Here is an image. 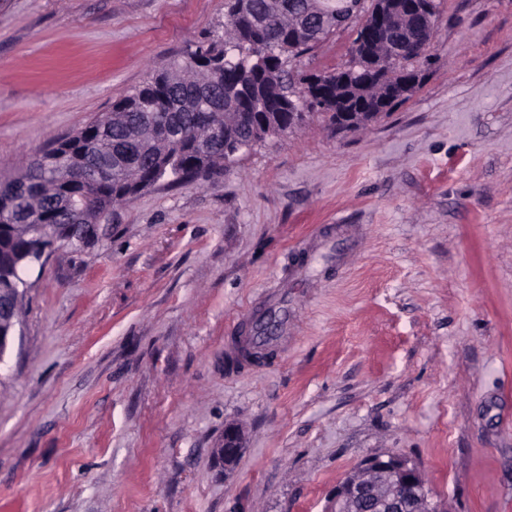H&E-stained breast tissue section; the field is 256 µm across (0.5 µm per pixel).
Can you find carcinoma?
Segmentation results:
<instances>
[{
  "label": "carcinoma",
  "mask_w": 512,
  "mask_h": 512,
  "mask_svg": "<svg viewBox=\"0 0 512 512\" xmlns=\"http://www.w3.org/2000/svg\"><path fill=\"white\" fill-rule=\"evenodd\" d=\"M303 0H226L224 35L199 44L181 60L156 70L112 110L85 124L79 137H67L31 158L17 175L0 181V290L17 287L18 276L39 263L52 240L66 235L67 221L34 225L43 202L69 199L65 186L74 176L85 199L86 219L79 233L149 180L186 181L237 161L209 146L204 127L216 124L229 139L269 138L266 119L291 124L296 85L288 64L336 32V14L347 0H326L317 19L302 14ZM410 48L404 64L373 77L358 89L339 92L346 109L358 99L370 104L420 58Z\"/></svg>",
  "instance_id": "carcinoma-1"
}]
</instances>
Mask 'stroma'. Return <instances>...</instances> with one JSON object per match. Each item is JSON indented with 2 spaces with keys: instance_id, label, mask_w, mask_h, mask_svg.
<instances>
[{
  "instance_id": "35a3bbf8",
  "label": "stroma",
  "mask_w": 512,
  "mask_h": 512,
  "mask_svg": "<svg viewBox=\"0 0 512 512\" xmlns=\"http://www.w3.org/2000/svg\"><path fill=\"white\" fill-rule=\"evenodd\" d=\"M436 3L420 83L378 121L315 117L159 184L28 274L0 369V512H323L385 451L448 512H512V0ZM225 11L0 0V179ZM354 37L292 72L343 67ZM271 310L282 345L228 368ZM245 448L243 430L236 424L224 427V438L215 448V454L224 461V467L232 470Z\"/></svg>"
}]
</instances>
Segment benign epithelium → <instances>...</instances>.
I'll list each match as a JSON object with an SVG mask.
<instances>
[{
	"label": "benign epithelium",
	"mask_w": 512,
	"mask_h": 512,
	"mask_svg": "<svg viewBox=\"0 0 512 512\" xmlns=\"http://www.w3.org/2000/svg\"><path fill=\"white\" fill-rule=\"evenodd\" d=\"M409 40L424 35L432 17V0H406ZM401 10L399 0H373V6L364 19V35L357 43L354 60L357 67L368 74L392 68L400 59L401 48L384 57L376 51V45L384 40L389 31L395 28L394 21ZM417 77L413 74L401 83L396 91L387 93L376 100L374 108L360 112H347L336 109L338 121L353 126L357 123L369 124L383 114L392 97L413 89ZM316 78H306L302 82L296 100L302 105H313L319 109L326 107L332 96ZM21 293L13 291L0 294V324L10 325L9 330L0 335V364L4 363L15 337L17 321L15 313L20 303ZM245 448L243 430L236 424L224 427V438L215 448V454L224 461V467L231 470ZM446 512L442 505L433 499L420 467L406 456L386 451L364 458L361 463L345 474L330 492L325 512Z\"/></svg>",
	"instance_id": "benign-epithelium-1"
}]
</instances>
